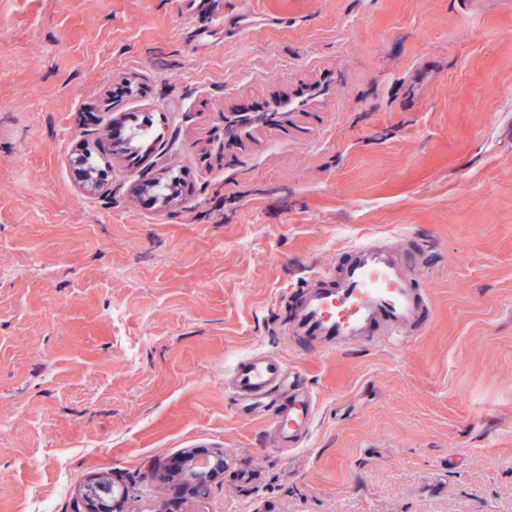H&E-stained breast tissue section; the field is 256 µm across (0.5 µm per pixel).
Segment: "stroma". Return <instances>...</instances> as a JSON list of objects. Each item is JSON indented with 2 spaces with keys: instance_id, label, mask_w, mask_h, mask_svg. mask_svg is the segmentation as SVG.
<instances>
[{
  "instance_id": "35a3bbf8",
  "label": "stroma",
  "mask_w": 512,
  "mask_h": 512,
  "mask_svg": "<svg viewBox=\"0 0 512 512\" xmlns=\"http://www.w3.org/2000/svg\"><path fill=\"white\" fill-rule=\"evenodd\" d=\"M371 238L428 323L291 348L297 288ZM253 353L310 390L301 448L228 393ZM99 473L119 512H512V0H0V512ZM219 454L223 456V452ZM219 454H199L186 460V462H191L188 469H191L193 471V474L189 477L187 481V486H205L215 476V474L222 469L223 463L222 461H220L221 456ZM196 464L203 465L202 469L194 470V465Z\"/></svg>"
}]
</instances>
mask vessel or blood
I'll use <instances>...</instances> for the list:
<instances>
[{"instance_id": "1", "label": "vessel or blood", "mask_w": 512, "mask_h": 512, "mask_svg": "<svg viewBox=\"0 0 512 512\" xmlns=\"http://www.w3.org/2000/svg\"><path fill=\"white\" fill-rule=\"evenodd\" d=\"M429 316V299L407 273L403 253L369 240L298 290L286 333L304 352L334 353L379 334H418ZM282 388L288 395L270 426L277 447L297 448L312 429L314 402L294 386L285 364L256 354L232 371V390L241 401L256 403Z\"/></svg>"}]
</instances>
